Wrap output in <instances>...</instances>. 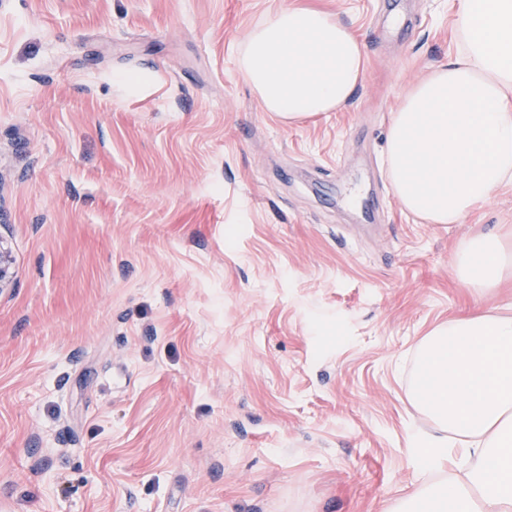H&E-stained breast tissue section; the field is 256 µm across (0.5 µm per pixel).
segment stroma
Returning a JSON list of instances; mask_svg holds the SVG:
<instances>
[{
    "instance_id": "35a3bbf8",
    "label": "stroma",
    "mask_w": 512,
    "mask_h": 512,
    "mask_svg": "<svg viewBox=\"0 0 512 512\" xmlns=\"http://www.w3.org/2000/svg\"><path fill=\"white\" fill-rule=\"evenodd\" d=\"M366 67L290 123L239 68L285 5ZM0 0V512H386L423 469L410 400L448 320L512 315L453 272L512 226V184L457 224L407 211L387 131L461 47L456 0Z\"/></svg>"
}]
</instances>
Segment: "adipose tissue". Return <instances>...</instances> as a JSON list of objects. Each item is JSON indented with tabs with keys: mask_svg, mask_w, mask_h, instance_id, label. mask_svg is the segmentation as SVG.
<instances>
[{
	"mask_svg": "<svg viewBox=\"0 0 512 512\" xmlns=\"http://www.w3.org/2000/svg\"><path fill=\"white\" fill-rule=\"evenodd\" d=\"M457 9L461 50L409 91L386 139L396 195L431 224L459 223L512 183V0H458ZM364 60L340 20L288 6L248 34L239 66L264 111L294 121L342 108ZM511 265L498 235L479 234L454 270L485 292ZM411 397L437 424L419 457L439 464L453 440L475 463L465 481L423 484L388 512H512V317L477 313L426 336Z\"/></svg>",
	"mask_w": 512,
	"mask_h": 512,
	"instance_id": "ef3b65f1",
	"label": "adipose tissue"
}]
</instances>
